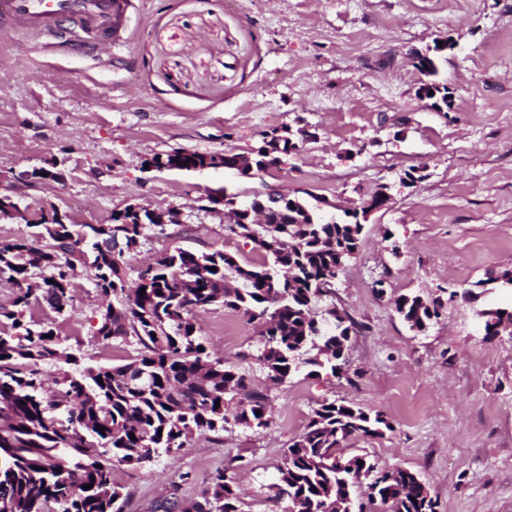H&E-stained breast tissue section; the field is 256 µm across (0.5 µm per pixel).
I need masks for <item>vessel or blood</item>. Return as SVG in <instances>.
<instances>
[{
	"instance_id": "obj_1",
	"label": "vessel or blood",
	"mask_w": 512,
	"mask_h": 512,
	"mask_svg": "<svg viewBox=\"0 0 512 512\" xmlns=\"http://www.w3.org/2000/svg\"><path fill=\"white\" fill-rule=\"evenodd\" d=\"M126 8V0H0V19L21 30L47 33L68 21L82 43L103 47Z\"/></svg>"
}]
</instances>
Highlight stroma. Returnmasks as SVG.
<instances>
[{
	"label": "stroma",
	"instance_id": "obj_1",
	"mask_svg": "<svg viewBox=\"0 0 512 512\" xmlns=\"http://www.w3.org/2000/svg\"><path fill=\"white\" fill-rule=\"evenodd\" d=\"M446 38L454 47L436 77L452 93L445 114L418 98L413 56ZM46 41L0 26V192L27 220L53 206L73 224L111 223L129 203L180 209L181 223L129 258L128 278L164 250L262 262L210 211L211 193L248 201L285 190L327 220L379 188L390 196L336 280L332 302L357 325L344 372L271 384L255 324L238 311L199 314L209 347L267 396L269 424L193 437L148 467L114 466L122 512L198 500L219 470L237 479L240 512H288L278 467L314 410L334 400L391 425L349 437L341 454L416 472L437 512H512V333L485 339L474 315L512 302L498 280L512 271V0H130L105 53ZM275 128L313 137L251 178L142 168L172 149L246 153ZM39 167L57 180H22ZM412 167L421 180L401 185ZM410 293L443 303L426 331L395 311ZM103 306L83 271L69 316L36 312L79 359L46 364L50 377L134 355L97 342Z\"/></svg>",
	"mask_w": 512,
	"mask_h": 512
}]
</instances>
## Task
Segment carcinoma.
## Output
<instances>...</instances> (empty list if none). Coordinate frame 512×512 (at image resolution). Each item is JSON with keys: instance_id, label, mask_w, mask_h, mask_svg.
<instances>
[{"instance_id": "carcinoma-1", "label": "carcinoma", "mask_w": 512, "mask_h": 512, "mask_svg": "<svg viewBox=\"0 0 512 512\" xmlns=\"http://www.w3.org/2000/svg\"><path fill=\"white\" fill-rule=\"evenodd\" d=\"M428 77L421 99L451 108L448 87L429 80L435 61L418 67ZM303 138L288 129L266 132L247 154L224 158L245 174L278 165L299 150ZM179 170L196 165V152L160 153ZM261 223L224 196L233 218L228 229L264 254L259 265L242 264L221 250L193 253L164 250L137 270L129 283L128 256L162 224H141L129 208L110 224L76 226L41 212L22 238H0V281L16 290L13 309L0 308V512H116L120 487L114 463L143 467L171 454L195 435L218 434L234 423L268 425L267 396L248 389L246 376L224 366L202 337L196 314L213 308L241 311L256 323L262 348L258 361L280 384L305 367L310 374L336 373L354 323L327 304L320 284L340 271L338 260L356 251L363 229L359 210L325 222L305 201L279 193L263 201ZM88 269L99 295L118 299L102 310L98 342L134 339L140 353L110 367L87 366L77 376L48 379L41 364L71 355L59 350L52 326L34 318L38 307L61 314L72 307L77 268ZM396 311L411 328L423 330L440 315L442 302L402 295ZM484 336L494 338L512 323V307L478 309ZM238 400L228 419L226 407ZM104 431H99V428ZM390 429L381 415L344 402L314 411L305 432L289 445L278 469L280 492L299 512H354L353 491L361 478L368 488L393 499V512H435L417 474L401 467L375 469L363 455L345 457L341 443L355 434L381 436ZM237 484L217 472L202 500L182 512H239Z\"/></svg>"}]
</instances>
